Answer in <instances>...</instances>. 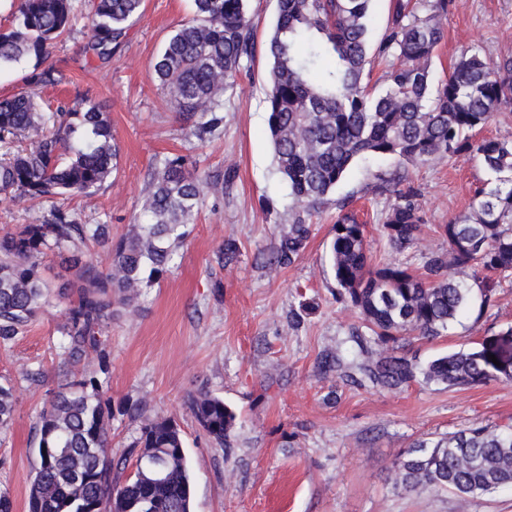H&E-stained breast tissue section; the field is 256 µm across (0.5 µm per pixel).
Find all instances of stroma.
I'll list each match as a JSON object with an SVG mask.
<instances>
[{
  "label": "stroma",
  "instance_id": "1",
  "mask_svg": "<svg viewBox=\"0 0 512 512\" xmlns=\"http://www.w3.org/2000/svg\"><path fill=\"white\" fill-rule=\"evenodd\" d=\"M91 14L92 0H78L70 33L45 60L0 71V97L26 89L33 71L53 68L57 85L34 89L40 110L71 108L87 97L100 101L120 148L118 171L90 195L36 204L0 194V233L28 223L33 212L61 208L80 222L111 225L120 237L140 216L151 168L177 155L224 181L207 190L178 264L105 330L113 455L127 453L139 435V421L123 415L122 406L143 400L152 414L174 417L182 429L194 512H512L511 487L464 503L455 494L411 491L396 480V464L414 441L511 422L512 381L461 390L414 383L390 391L320 368L329 354L352 358L351 335L361 327L338 296L328 265L340 207L365 224L374 261L422 268L427 253L448 249L439 225L467 214L473 190L489 181L478 158L463 154L419 167L390 158L358 161L312 215L310 237L295 261L270 265L294 211L267 128L264 50L224 93V123L202 144L182 130L152 69L166 39L192 18L193 0H145L141 18L105 62L84 53ZM464 49L491 61L512 54V0H453L435 78H443ZM396 171L417 189L425 225L420 243L404 253L382 228L393 195L381 178ZM229 241L238 252L225 266L217 256ZM66 308L63 301L44 307L28 332L0 340V382L15 394L12 422L0 432V491L15 512H28L38 415L64 380L58 328ZM510 325L512 278L503 280L481 316L466 315L430 341L408 336L401 351L423 362ZM38 369L42 383L26 380L27 371ZM202 387L237 415L232 448L212 442L186 406L188 394Z\"/></svg>",
  "mask_w": 512,
  "mask_h": 512
}]
</instances>
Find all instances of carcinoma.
<instances>
[{
  "label": "carcinoma",
  "mask_w": 512,
  "mask_h": 512,
  "mask_svg": "<svg viewBox=\"0 0 512 512\" xmlns=\"http://www.w3.org/2000/svg\"><path fill=\"white\" fill-rule=\"evenodd\" d=\"M194 17L180 25L155 58L153 71L186 134L199 140L222 125V96L243 63L256 53L248 0H193ZM376 0H277L275 28L266 43L271 62L265 98L267 126L278 171L288 182L295 216L282 236L274 264L294 262L310 236L309 218L345 177L368 157L430 165L475 152L492 175L468 215L439 226L448 253L428 255L422 271L368 255L365 225L348 213L336 217L328 262L338 294L358 314L373 340H356L350 361L325 362L345 376L383 389L413 382L465 389L512 380V326L473 345L424 363L395 354L392 344L417 334L447 333L474 298L490 305L501 276L512 275V141H472V133L512 105V56L489 61L464 51L441 81L431 66L446 33L451 0H392L391 20L378 43L371 40ZM144 0H93L88 48L112 57L143 13ZM74 0H19L10 29L0 31V68L49 54L74 18ZM388 62L384 88L364 80L372 60ZM27 144L0 156V194L52 199L102 188L117 169L120 149L104 106L81 100L73 112L45 115L31 93L0 98V142ZM208 176L190 157L166 159L150 174L143 219L112 240L108 224H84L69 212H37L15 233L0 235V339L24 333L52 300L73 293L76 303L59 328L64 362L92 358L55 391L34 435L38 464L30 482L28 512H191L190 465L182 430L172 417L148 416L138 403L123 411L142 419L125 474L112 458V398L104 376L110 352L103 336L119 308L133 309L142 293L175 266L195 223ZM384 234L400 251L423 234L412 188L396 193ZM101 245L102 265L85 251ZM54 252L73 278L53 290L44 258ZM469 269L472 282L448 274ZM495 356L492 362L489 356ZM199 427L217 445L232 447L237 415L224 399L201 389L187 396ZM14 394L0 385V430L10 424ZM409 489L450 490L466 501L512 486V425L476 426L436 442L418 440L397 463Z\"/></svg>",
  "instance_id": "cac0c4a2"
}]
</instances>
